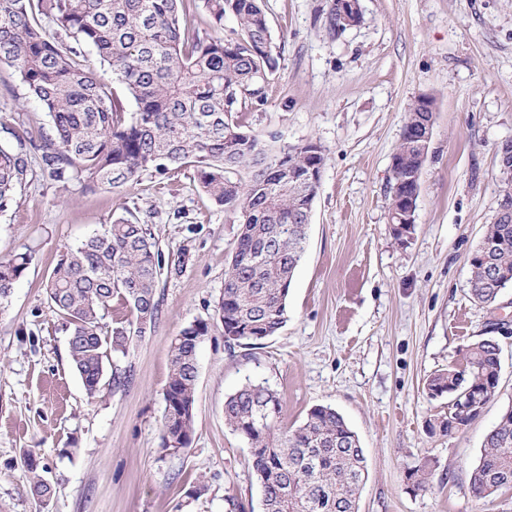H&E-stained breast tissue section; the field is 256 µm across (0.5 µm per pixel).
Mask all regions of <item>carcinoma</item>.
Segmentation results:
<instances>
[{
	"label": "carcinoma",
	"instance_id": "1",
	"mask_svg": "<svg viewBox=\"0 0 512 512\" xmlns=\"http://www.w3.org/2000/svg\"><path fill=\"white\" fill-rule=\"evenodd\" d=\"M203 9L217 26L235 23L231 37H200L190 9ZM361 8L333 0L329 24L350 26ZM272 34L260 0H0V63L15 69L29 94L48 113L53 135L43 139V171L62 187L115 189L136 184L142 172L192 167L204 192L237 215L240 228L224 273L217 306L224 341L253 345L277 334L286 322L288 290L302 252L308 225L297 218L311 199L292 182H281L279 167L295 177L313 164L311 145L275 152L236 119L267 101L266 86L276 68ZM108 68L112 81L134 100L126 116L115 102L85 49ZM425 110L410 107L397 153L402 168L418 164L414 133ZM32 170L22 149L0 143V212L14 202ZM390 183L389 220L403 217L402 195ZM495 245L488 264H469L475 303L491 304L490 271L512 275V211L486 226L481 246ZM187 254L167 263L156 249L148 225L119 218L74 248L62 251L44 288L69 330V355L90 398L105 385L125 382L118 370L106 382L107 364L127 356L145 336L142 320L154 327L160 312L157 286L179 272ZM30 255L0 258V300L24 276ZM125 310L115 326L100 325L112 304ZM209 324L183 328L169 346L170 372L162 392L161 449L183 451L193 429L198 377V337ZM494 338L465 347L462 366L430 375L427 396L464 401L486 396L501 369ZM281 401L264 384L247 383L224 402V421L244 437L259 484L264 512H358L360 489L368 476L358 436L336 409L312 407L294 429L279 425ZM27 493L44 502L51 486L29 464ZM512 482V406L487 434L470 476L477 498Z\"/></svg>",
	"mask_w": 512,
	"mask_h": 512
}]
</instances>
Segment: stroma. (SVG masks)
I'll use <instances>...</instances> for the list:
<instances>
[{"instance_id": "1", "label": "stroma", "mask_w": 512, "mask_h": 512, "mask_svg": "<svg viewBox=\"0 0 512 512\" xmlns=\"http://www.w3.org/2000/svg\"><path fill=\"white\" fill-rule=\"evenodd\" d=\"M332 0H263L277 68L246 131L273 148L306 141L326 154L288 320L254 346L227 345L215 306L239 224L200 187L194 169L144 171L134 187L58 189L42 170L49 118L13 68L0 64V140L25 130L32 178L0 213V257L32 260L0 300V512H263L247 442L224 422V401L247 382L275 389L281 424L335 408L358 435L368 479L359 512H512V491L485 500L470 475L485 435L512 406V288L475 304L467 259L496 214V148L512 140V0H362L360 24L330 29ZM435 100L414 230L388 222L392 158L410 105ZM149 225L164 259L187 250L160 281L151 332L119 369L122 387L88 398L73 371L64 320L44 284L59 252L120 217ZM210 329L198 348L188 447L161 450L169 344L184 327ZM487 337L502 347L495 397L450 435H429L446 411L424 389ZM35 459L52 496L26 493ZM428 466V490L407 484ZM204 495L190 497L197 485Z\"/></svg>"}]
</instances>
